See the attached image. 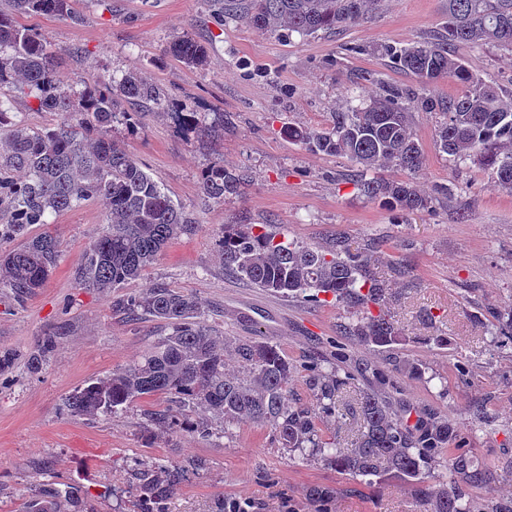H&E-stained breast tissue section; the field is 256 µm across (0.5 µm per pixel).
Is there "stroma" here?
I'll use <instances>...</instances> for the list:
<instances>
[{
	"instance_id": "stroma-1",
	"label": "stroma",
	"mask_w": 512,
	"mask_h": 512,
	"mask_svg": "<svg viewBox=\"0 0 512 512\" xmlns=\"http://www.w3.org/2000/svg\"><path fill=\"white\" fill-rule=\"evenodd\" d=\"M447 0H386L381 12L336 34L302 36L261 31L245 14L226 18L218 0H72L82 24L61 17L27 18L56 57L62 85L131 69L162 90L158 112H138L133 125L115 121L112 136L197 223L170 244L125 293L166 287L193 294L205 322L228 343L270 341L293 363L288 401L307 406L308 368L332 361L337 330L351 319L334 301L307 302L257 288L225 271L216 242L228 224L258 229L329 249L343 241L370 257L393 300L390 311L405 340L379 351L345 338L351 359L388 374L411 405L448 415L464 429L463 448L478 466L493 468V490L475 500H512V341L496 335V311L512 304V194L494 189L487 171L453 163L435 144L436 113H417L425 154L414 173L433 197L431 209L392 211L358 193L344 156L307 151L283 137L288 123L326 127L334 113L361 104L383 86L414 85L385 55L433 37ZM189 34L209 53L189 69L162 57L173 36ZM487 83L512 90V55L487 47L460 50ZM201 113L204 131L182 132L171 113ZM248 168L252 181L238 197L206 203L199 192L211 163ZM451 188L450 198L437 194ZM60 261L35 295L19 301L0 288V350L25 355L41 336L57 349L41 370L25 363L0 375V512H24L41 484L77 487L85 512H137L141 469L185 468L187 479L168 512H219L247 498L251 512H314L310 488L336 491L331 512H426L410 485L372 487L341 474L318 456L279 447L269 428L212 417V436L171 433L152 421L172 408L170 395L141 398L116 413L76 418L62 411L78 388L141 360L170 328L149 316L112 307L113 295L81 287L76 271L104 229L105 208L83 201L50 215ZM447 338L444 346L435 337ZM422 378L410 377L406 364Z\"/></svg>"
}]
</instances>
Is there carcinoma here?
<instances>
[{
    "label": "carcinoma",
    "mask_w": 512,
    "mask_h": 512,
    "mask_svg": "<svg viewBox=\"0 0 512 512\" xmlns=\"http://www.w3.org/2000/svg\"><path fill=\"white\" fill-rule=\"evenodd\" d=\"M384 0H222L223 12L244 11L259 29L308 36L335 33L376 13ZM63 16L74 24L83 17L71 0H4L0 4V89L29 97L39 110L59 112L63 121L52 128L33 129L8 114L0 99V126L8 127L0 144V210L10 220L0 224V288L14 298H27L44 286L60 258V244L48 229L34 237V224L48 225L47 215L65 211L81 201L96 199L106 210L103 232L89 245L77 271L80 286L102 292L138 278L174 240L194 232L195 222L183 208L112 139L118 100L143 107L159 104L161 89L136 69L119 83L101 76L80 81L81 89L65 90L56 79L55 57L44 35L25 26L26 16ZM483 44L512 54V0H448L443 32L409 47L386 48L400 69L412 74L418 87H385L357 109L334 113L328 127L290 124L282 128L289 141L313 152L343 155L356 166L353 182L359 193L380 200L392 210L425 211L432 198L407 180L368 179L366 174L392 164L418 171L425 154L414 130L417 112H440L435 128L438 148L455 163L470 160L491 176L493 187L512 193V91L484 83L465 64L461 47ZM162 56L187 68L208 62L206 46L183 34L173 37ZM448 79L467 87L445 101L425 95V87ZM244 169L220 163L203 174L200 195L219 203L238 195L248 181ZM224 270L253 285L292 298L317 300L330 295L357 313L344 327L349 336L379 349L404 340L388 304L389 289L373 272L371 260L338 244L331 250L278 239L255 232L251 224H226L218 244ZM114 308L127 314L161 319L171 332L140 361L67 396L69 416L95 417L135 399L171 394L182 406L198 408L224 421L248 418L270 429L291 451L317 454L336 470L355 477L394 479L414 488L429 502L431 512H512V503L481 504L469 488H487L494 472L475 465L472 457L452 444L460 437L457 423L438 412L416 413L410 424L407 409L398 410L384 395L388 375L372 370L377 387L363 392L352 407L357 429L350 449L322 439L317 420L339 411L342 390L354 379L346 355L325 370L313 365L308 377L312 403L294 408L286 403L294 372L277 345L240 340L234 347L244 375L224 371L226 341L200 320L199 303L188 293L150 288L139 295H121ZM57 345L44 336L26 358L33 372L42 368ZM156 424L177 432L213 434L209 421L190 422L172 412H154ZM448 459L454 478L440 487L428 483L441 460ZM186 478L180 467L143 469L135 474L139 512H167V502ZM336 491L313 487L311 501L328 512ZM77 488L43 485L26 512H84Z\"/></svg>",
    "instance_id": "cac0c4a2"
}]
</instances>
